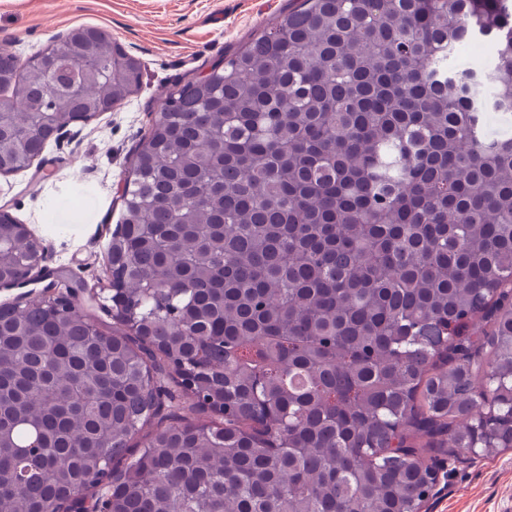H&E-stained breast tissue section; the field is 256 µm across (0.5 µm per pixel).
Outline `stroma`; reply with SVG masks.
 <instances>
[{
	"instance_id": "stroma-1",
	"label": "stroma",
	"mask_w": 512,
	"mask_h": 512,
	"mask_svg": "<svg viewBox=\"0 0 512 512\" xmlns=\"http://www.w3.org/2000/svg\"><path fill=\"white\" fill-rule=\"evenodd\" d=\"M294 0H0V49L27 60L56 34L103 28L142 64L139 92L75 125L68 145L49 144L27 170L0 175V206L44 243L47 269L69 267L87 288L107 281L106 254L133 150L176 80L198 77L257 30L276 24ZM83 194L79 210L60 206ZM429 512H512V452L466 459Z\"/></svg>"
}]
</instances>
